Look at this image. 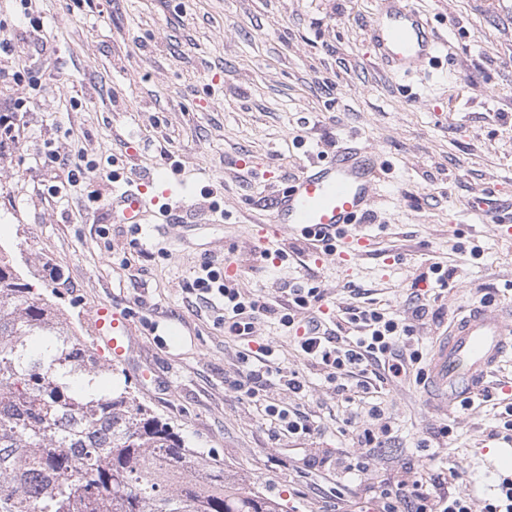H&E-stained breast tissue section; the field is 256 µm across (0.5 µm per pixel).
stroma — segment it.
Returning a JSON list of instances; mask_svg holds the SVG:
<instances>
[{"label": "stroma", "mask_w": 512, "mask_h": 512, "mask_svg": "<svg viewBox=\"0 0 512 512\" xmlns=\"http://www.w3.org/2000/svg\"><path fill=\"white\" fill-rule=\"evenodd\" d=\"M381 0H0V108L23 92L10 74L32 63L42 84L18 144L0 149V245L34 287L49 283L79 336L94 343L95 307H120L132 327L128 361L97 384L131 386L189 447L223 461L283 512H366L365 476L338 480L323 457H356L346 422L361 410L320 365L300 356L278 308L290 288L318 287L336 320L366 303L414 324L410 346L433 338L469 305L512 309V0H412L434 27L438 59L399 80L366 38ZM40 18L28 32L25 14ZM46 39L38 51V39ZM51 140L69 165L94 162L86 183L62 186L34 154ZM357 146L379 163L363 217L372 246L350 267L312 254L307 240L274 232L268 200L311 164ZM167 196L174 223H112L113 189ZM473 201L474 210L462 207ZM479 255H472V247ZM285 260L267 261L264 249ZM237 270L271 313L253 336L305 389L267 394L308 416L311 434L276 438L268 417L232 386L244 344L217 324L220 303L185 291L203 263ZM452 270L447 288L411 295L431 264ZM392 439L375 449L379 478H424L436 457L458 465L474 512L512 470L500 411L429 408L423 385H382ZM448 437H439L441 427Z\"/></svg>", "instance_id": "obj_1"}]
</instances>
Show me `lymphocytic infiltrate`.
I'll return each instance as SVG.
<instances>
[{
	"label": "lymphocytic infiltrate",
	"instance_id": "obj_1",
	"mask_svg": "<svg viewBox=\"0 0 512 512\" xmlns=\"http://www.w3.org/2000/svg\"><path fill=\"white\" fill-rule=\"evenodd\" d=\"M187 288L202 294L217 293L224 301V327L232 335H251L256 315L267 312V304L247 295L226 273L204 265ZM282 326L297 334L295 343L300 354L328 371L329 381L338 391H345L342 376L358 373L355 394L368 403L366 420L354 427L359 447L380 448L391 438V427L384 419L382 393L368 379L369 368L383 370L391 378L411 379L423 383V354L407 350L406 344L414 334V327L405 320L388 315L373 307H353L348 311V324L357 326L360 334L349 346H341L338 336L324 329L319 318L300 322L294 311L281 314ZM272 354L267 346L241 353L242 368L234 388L254 403L257 410L274 422L276 435H307L313 429L307 417L298 415L278 403L267 400L264 387L269 376H276L283 390L298 394L304 389L296 372L271 366ZM457 467H448L437 479L427 482L400 477L390 482L373 485L371 491L378 512H472L471 498L460 489Z\"/></svg>",
	"mask_w": 512,
	"mask_h": 512
}]
</instances>
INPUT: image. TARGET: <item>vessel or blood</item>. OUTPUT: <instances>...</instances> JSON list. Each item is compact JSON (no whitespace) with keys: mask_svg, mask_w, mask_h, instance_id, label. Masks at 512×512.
<instances>
[{"mask_svg":"<svg viewBox=\"0 0 512 512\" xmlns=\"http://www.w3.org/2000/svg\"><path fill=\"white\" fill-rule=\"evenodd\" d=\"M368 35L378 57L398 73L421 69L435 47L431 25L410 0H383ZM377 172L371 154L357 148L338 151L274 196L272 222L312 242L326 235L338 237L337 261L354 262L371 245L355 219L369 210ZM110 208L116 224L143 223L149 211L143 192L131 189L113 195ZM93 323L113 363H125L132 344L125 314L102 304L95 310ZM507 357H512V317L489 302L464 310L431 353L427 378L434 397L447 408L460 407Z\"/></svg>","mask_w":512,"mask_h":512,"instance_id":"1","label":"vessel or blood"}]
</instances>
